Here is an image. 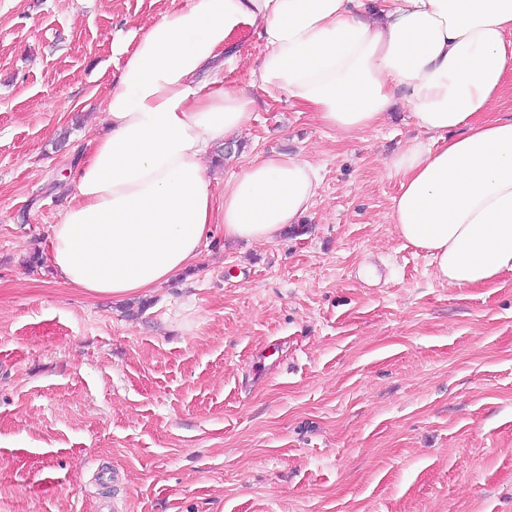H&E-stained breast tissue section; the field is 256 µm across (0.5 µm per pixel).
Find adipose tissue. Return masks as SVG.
<instances>
[{
	"mask_svg": "<svg viewBox=\"0 0 512 512\" xmlns=\"http://www.w3.org/2000/svg\"><path fill=\"white\" fill-rule=\"evenodd\" d=\"M246 28L264 44L268 97L341 135L376 127L395 102L409 109L421 136L385 164L399 178L390 219L439 279L473 288L512 273V114H491L512 72V0H188L132 37L102 103L106 131L50 227L60 281L145 294L197 263L212 225L274 243L313 206L318 168L286 153L211 191L215 146L253 116V99L224 82Z\"/></svg>",
	"mask_w": 512,
	"mask_h": 512,
	"instance_id": "1",
	"label": "adipose tissue"
}]
</instances>
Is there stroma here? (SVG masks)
<instances>
[{
  "label": "stroma",
  "instance_id": "stroma-1",
  "mask_svg": "<svg viewBox=\"0 0 512 512\" xmlns=\"http://www.w3.org/2000/svg\"><path fill=\"white\" fill-rule=\"evenodd\" d=\"M187 0H0V512H512V275L452 288L389 214L395 104L341 136L255 73L256 155L320 170L303 231L225 243L147 295L55 279L50 226L102 128L112 45ZM43 260L27 263L32 253Z\"/></svg>",
  "mask_w": 512,
  "mask_h": 512
}]
</instances>
